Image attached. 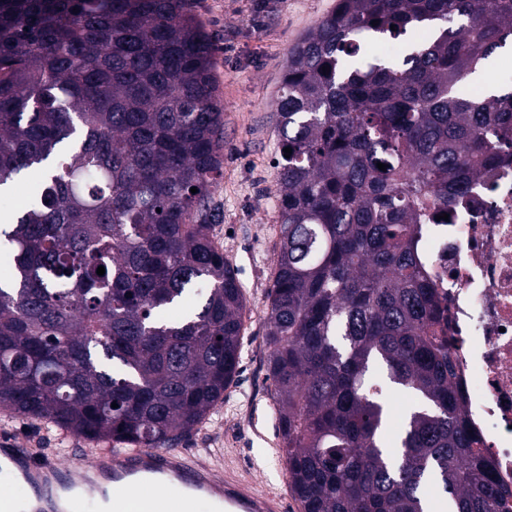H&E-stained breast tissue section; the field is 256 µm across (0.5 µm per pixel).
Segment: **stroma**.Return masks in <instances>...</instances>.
Instances as JSON below:
<instances>
[{
    "instance_id": "stroma-1",
    "label": "stroma",
    "mask_w": 512,
    "mask_h": 512,
    "mask_svg": "<svg viewBox=\"0 0 512 512\" xmlns=\"http://www.w3.org/2000/svg\"><path fill=\"white\" fill-rule=\"evenodd\" d=\"M214 45V76L224 111L223 174L212 190L218 214L211 233L243 289L253 315L243 322L240 372L224 398L180 447L215 471L234 465L259 486L290 499L281 458L277 406L266 379V292L278 242V133L275 99L293 46L336 7V0H191ZM56 461L90 439L48 421L18 423L0 413V429Z\"/></svg>"
}]
</instances>
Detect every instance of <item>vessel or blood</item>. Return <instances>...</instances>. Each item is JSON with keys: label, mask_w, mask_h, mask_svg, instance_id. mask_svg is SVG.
Here are the masks:
<instances>
[{"label": "vessel or blood", "mask_w": 512, "mask_h": 512, "mask_svg": "<svg viewBox=\"0 0 512 512\" xmlns=\"http://www.w3.org/2000/svg\"><path fill=\"white\" fill-rule=\"evenodd\" d=\"M0 450L16 462L25 483L37 494L54 486L80 483L114 485V512H195L197 502L212 498L217 512H284L280 495L233 470L217 476L190 453L171 448H88L83 458L61 464L38 460L7 434Z\"/></svg>", "instance_id": "1"}]
</instances>
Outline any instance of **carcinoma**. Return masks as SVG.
<instances>
[{"mask_svg": "<svg viewBox=\"0 0 512 512\" xmlns=\"http://www.w3.org/2000/svg\"><path fill=\"white\" fill-rule=\"evenodd\" d=\"M417 29L395 61L359 57ZM505 48L512 0H337L288 58L265 341L299 512H427L429 483L451 512H498L508 493L418 245L512 153V82L488 79ZM212 58L189 0H0V186L40 183L0 228L1 412L171 448L237 376L244 296L210 234ZM376 366L417 400L394 452Z\"/></svg>", "mask_w": 512, "mask_h": 512, "instance_id": "cac0c4a2", "label": "carcinoma"}]
</instances>
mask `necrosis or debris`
I'll return each mask as SVG.
<instances>
[{"label": "necrosis or debris", "mask_w": 512, "mask_h": 512, "mask_svg": "<svg viewBox=\"0 0 512 512\" xmlns=\"http://www.w3.org/2000/svg\"><path fill=\"white\" fill-rule=\"evenodd\" d=\"M420 246L447 320L468 417L512 488V157L478 177Z\"/></svg>", "instance_id": "obj_1"}]
</instances>
